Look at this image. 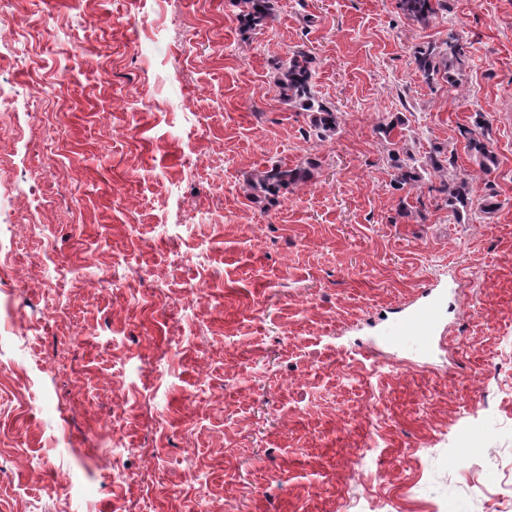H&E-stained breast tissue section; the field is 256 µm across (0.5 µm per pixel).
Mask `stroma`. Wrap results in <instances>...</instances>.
Masks as SVG:
<instances>
[{
	"label": "stroma",
	"mask_w": 512,
	"mask_h": 512,
	"mask_svg": "<svg viewBox=\"0 0 512 512\" xmlns=\"http://www.w3.org/2000/svg\"><path fill=\"white\" fill-rule=\"evenodd\" d=\"M273 2L253 34L234 0L0 12V512H512V0L426 29L394 0ZM452 30L467 68L427 85L414 48ZM302 48L339 117L323 142L274 87ZM477 111L487 180L459 133ZM382 119L492 183L494 213L454 223L431 177L425 220L398 217ZM310 158L251 203L253 169ZM430 288L428 347L397 324Z\"/></svg>",
	"instance_id": "35a3bbf8"
}]
</instances>
